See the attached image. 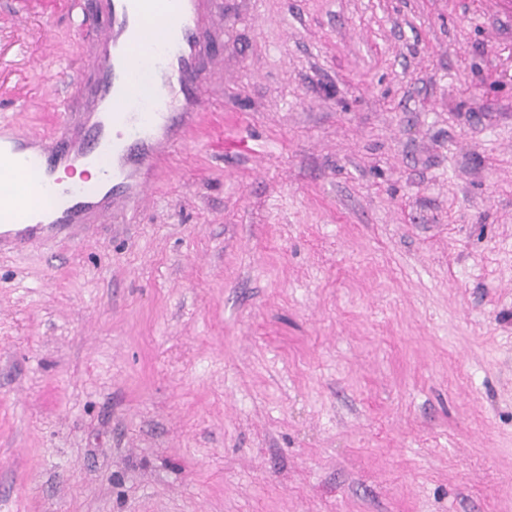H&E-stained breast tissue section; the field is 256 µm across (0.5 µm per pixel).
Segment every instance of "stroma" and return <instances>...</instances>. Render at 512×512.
I'll list each match as a JSON object with an SVG mask.
<instances>
[{"instance_id":"stroma-1","label":"stroma","mask_w":512,"mask_h":512,"mask_svg":"<svg viewBox=\"0 0 512 512\" xmlns=\"http://www.w3.org/2000/svg\"><path fill=\"white\" fill-rule=\"evenodd\" d=\"M83 0H0V121ZM134 218L0 253V512H512L502 0H225Z\"/></svg>"}]
</instances>
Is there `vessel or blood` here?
I'll return each instance as SVG.
<instances>
[{
    "label": "vessel or blood",
    "instance_id": "obj_1",
    "mask_svg": "<svg viewBox=\"0 0 512 512\" xmlns=\"http://www.w3.org/2000/svg\"><path fill=\"white\" fill-rule=\"evenodd\" d=\"M155 0H91L82 23L94 32L93 81L79 83L86 105L71 122L67 99L49 133L0 122V179L29 169V194L49 200L17 229L0 231V253L88 223L99 210L136 209L193 129L212 77L224 74L223 0H166V35L145 36ZM96 166V184L63 183L61 173Z\"/></svg>",
    "mask_w": 512,
    "mask_h": 512
}]
</instances>
